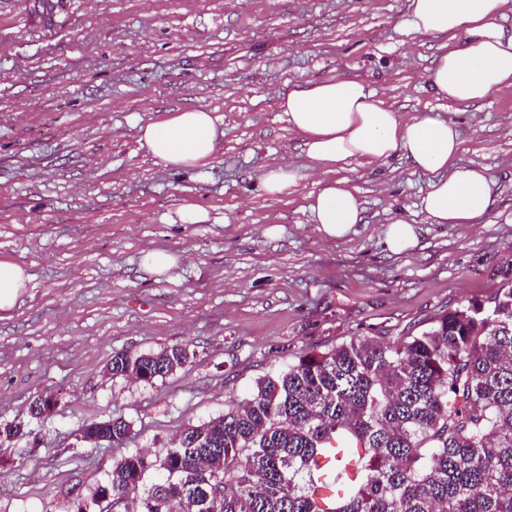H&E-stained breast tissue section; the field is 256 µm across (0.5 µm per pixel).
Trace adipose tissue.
I'll use <instances>...</instances> for the list:
<instances>
[{"label":"adipose tissue","mask_w":512,"mask_h":512,"mask_svg":"<svg viewBox=\"0 0 512 512\" xmlns=\"http://www.w3.org/2000/svg\"><path fill=\"white\" fill-rule=\"evenodd\" d=\"M419 35H443L450 44L430 74L437 97L475 103L512 89V28L504 21L512 0H408ZM281 107L299 134L305 155L330 171L360 159L378 165L408 159L423 177L421 207L432 224H480L496 204V182L483 166L460 160L456 123L417 114L402 117L376 102L354 80L300 84ZM217 119L202 108L146 124L139 142L174 168L207 164L219 141ZM308 209L326 240L347 237L364 221V209L343 181L325 182Z\"/></svg>","instance_id":"adipose-tissue-1"}]
</instances>
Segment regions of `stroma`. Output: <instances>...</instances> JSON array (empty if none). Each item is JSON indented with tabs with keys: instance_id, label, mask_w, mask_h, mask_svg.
I'll list each match as a JSON object with an SVG mask.
<instances>
[{
	"instance_id": "obj_1",
	"label": "stroma",
	"mask_w": 512,
	"mask_h": 512,
	"mask_svg": "<svg viewBox=\"0 0 512 512\" xmlns=\"http://www.w3.org/2000/svg\"><path fill=\"white\" fill-rule=\"evenodd\" d=\"M445 36L409 26L408 0H0V260L31 276L0 316V512H76L113 462L164 455L223 415L258 378L354 338L391 343L441 312L493 297L512 277V90L464 105L429 89ZM357 80L402 116L455 122L461 159L497 179L482 224H432L406 158L350 160L282 196L274 162L311 164L279 107L296 85ZM203 108L223 131L207 165L174 171L139 129ZM344 180L365 221L322 238L307 208ZM186 205L205 224L178 222ZM414 253L381 244L395 217ZM177 257L155 277L143 250ZM179 345L185 365L153 382L114 377L113 355ZM54 410L31 416L36 399ZM128 421L122 445L82 426Z\"/></svg>"
}]
</instances>
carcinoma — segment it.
<instances>
[{
    "instance_id": "1",
    "label": "carcinoma",
    "mask_w": 512,
    "mask_h": 512,
    "mask_svg": "<svg viewBox=\"0 0 512 512\" xmlns=\"http://www.w3.org/2000/svg\"><path fill=\"white\" fill-rule=\"evenodd\" d=\"M187 359L180 346L118 353L108 370L151 382ZM130 433L118 417L81 438ZM150 470L160 478L146 488ZM92 499L134 512H512V284L392 345L300 356L164 456L113 463Z\"/></svg>"
}]
</instances>
